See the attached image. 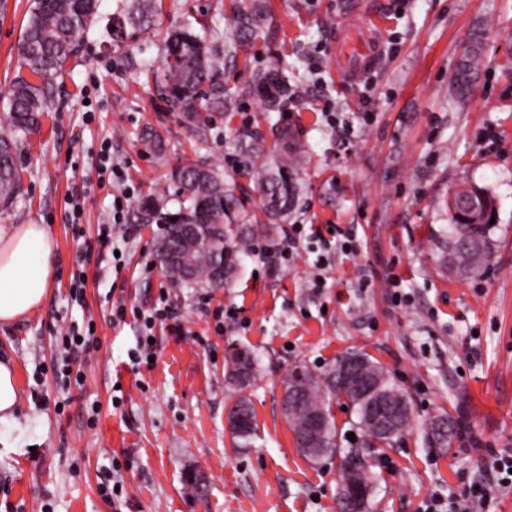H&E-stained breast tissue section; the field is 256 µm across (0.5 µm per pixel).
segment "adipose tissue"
<instances>
[{
	"mask_svg": "<svg viewBox=\"0 0 512 512\" xmlns=\"http://www.w3.org/2000/svg\"><path fill=\"white\" fill-rule=\"evenodd\" d=\"M54 280V242L47 225H0V325L30 315ZM22 399L15 367L0 359V453L23 451Z\"/></svg>",
	"mask_w": 512,
	"mask_h": 512,
	"instance_id": "adipose-tissue-1",
	"label": "adipose tissue"
}]
</instances>
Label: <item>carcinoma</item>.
Returning a JSON list of instances; mask_svg holds the SVG:
<instances>
[{"mask_svg": "<svg viewBox=\"0 0 512 512\" xmlns=\"http://www.w3.org/2000/svg\"><path fill=\"white\" fill-rule=\"evenodd\" d=\"M158 0H130L124 14L106 27L109 41L120 44L134 41L154 24ZM100 0H33L16 47L18 71L8 89L0 93V111L6 114L7 141L0 144V205L11 204L21 192L17 167L19 140L40 124V118L56 105V79L68 61L83 47L87 28L96 21ZM234 43L249 44L267 16L263 0H236L233 10ZM486 59L479 40L466 45L457 65L452 88L460 103L469 99ZM159 94L184 121L194 127L207 126L212 113L230 112L237 100L256 97L266 112H281L297 94L288 76L278 67L257 73L244 84L228 87L224 83V54L220 33L189 14L176 30L165 37L162 52L150 70ZM303 151L292 143L265 156L253 174L256 191L266 216L282 219L295 206L301 194L299 183ZM175 190L171 208L152 197L138 206L140 216H152L161 225V235L175 252L173 261L161 264L175 285H212L217 263L224 262V283L237 274L242 258L250 252L254 225L246 223L245 200L236 196L224 182V167L217 161H197L182 165L174 174ZM448 247L462 239L480 241L462 259L463 268L454 271L465 276L473 272L492 248L489 227L473 228L454 222ZM337 363L323 371L297 365L284 377V388L294 389L298 398L285 413L296 431L317 411L326 409L331 398L344 397L362 416L361 405L349 391L338 386L331 374ZM257 378L252 370L243 378L228 376L233 390L239 393L237 413L245 428L233 438L247 443L255 434V413L251 399L243 391ZM447 419L459 430L458 419L451 414L431 416L423 423L426 440L437 448H446L452 437L436 432V423ZM325 455L336 453V424L327 416L324 427Z\"/></svg>", "mask_w": 512, "mask_h": 512, "instance_id": "cac0c4a2", "label": "carcinoma"}]
</instances>
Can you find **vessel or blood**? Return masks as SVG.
Returning a JSON list of instances; mask_svg holds the SVG:
<instances>
[{
    "mask_svg": "<svg viewBox=\"0 0 512 512\" xmlns=\"http://www.w3.org/2000/svg\"><path fill=\"white\" fill-rule=\"evenodd\" d=\"M379 26L370 8L352 6L336 40V56L347 78L373 68L377 61Z\"/></svg>",
    "mask_w": 512,
    "mask_h": 512,
    "instance_id": "b4317fda",
    "label": "vessel or blood"
}]
</instances>
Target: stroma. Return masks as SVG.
<instances>
[{
  "mask_svg": "<svg viewBox=\"0 0 512 512\" xmlns=\"http://www.w3.org/2000/svg\"><path fill=\"white\" fill-rule=\"evenodd\" d=\"M31 0H0V90L16 73V43ZM352 0H267L268 21L248 46L224 42V81L248 82L272 65L300 91L284 112L238 101L208 129L188 126L162 101L146 72L166 32L192 13L232 31L223 0H163L154 30L129 47L105 43L106 20L127 0H102L80 55L57 79L58 111L18 154L22 193L1 224L49 225L56 275L44 304L0 328V355L13 358L26 401L31 448L0 458V512H113L102 482L120 468L122 512H339V458L313 462L297 448L280 410L281 382L294 366L322 370L350 351L366 354L411 398V426L390 443L368 447L346 400H333L338 448H361L372 477L365 512H422L434 494L490 481L470 440L512 448V0H366L382 15L377 64L358 80L336 69V31ZM481 35L487 59L477 87L458 106L450 80L463 48ZM371 110L369 122L359 114ZM335 113L328 123L327 113ZM302 144L303 194L287 221L257 231L256 243L281 241L290 225H337L355 237V253L336 251L309 280L315 256L270 263L248 255L224 288L174 285L156 262V225L137 203L172 195V173L216 160L227 182L260 207L252 173L281 127ZM161 148L149 144L152 131ZM127 175L135 201L113 237L119 266L89 264L82 306L70 301L78 241L67 198L86 193L80 223L95 236L116 192L99 182L101 146ZM497 202L492 251L467 276L451 271L446 200L464 183ZM185 327L155 328L152 366L131 354L136 314L160 292ZM404 296L395 303L394 294ZM124 303L123 323L112 307ZM94 320L98 349L77 362L85 382L65 385L54 345L60 327ZM252 351L259 376L249 395L256 433L231 436L224 381L228 349ZM464 415L467 438L426 444L422 421Z\"/></svg>",
  "mask_w": 512,
  "mask_h": 512,
  "instance_id": "35a3bbf8",
  "label": "stroma"
}]
</instances>
